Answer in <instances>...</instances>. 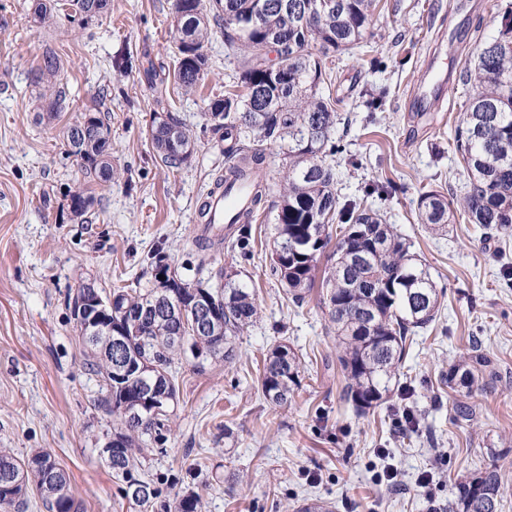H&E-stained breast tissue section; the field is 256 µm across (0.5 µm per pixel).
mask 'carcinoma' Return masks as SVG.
Segmentation results:
<instances>
[{"mask_svg":"<svg viewBox=\"0 0 512 512\" xmlns=\"http://www.w3.org/2000/svg\"><path fill=\"white\" fill-rule=\"evenodd\" d=\"M283 0H174L176 24L175 84L185 93L195 91L204 76L208 58L204 48L212 26L224 31V53L237 61L238 82L262 87L261 111H250V98L227 92L210 102L207 121L221 134L224 155L233 160L224 173V183L245 180L255 193L252 208L236 224L228 226L238 235L236 245L250 255L249 226L266 197L256 169L265 161L246 141L282 143L284 184L274 224V248L280 261L272 264L271 275L284 287L286 298L302 303L315 287L320 256L335 243L334 263L321 281L320 304L336 334V362L342 375V397L362 417L380 407L400 386L403 368L414 337L428 331L441 317L445 291L411 252L413 243L383 221L377 211L353 201L340 202L336 194V169L327 157L342 151L332 133L341 117L321 91L326 76L327 51L349 50L371 33L376 0H288L292 9H272ZM315 7L312 26L300 24L294 8ZM107 0H60L56 19L60 25L87 28ZM271 62L288 69V86L268 85L262 66ZM63 66L58 53L46 49L34 69V84L44 89L40 97L48 110L66 107ZM460 80L466 87L461 124L455 128L453 146L465 164L469 188L460 202L465 223L484 241L512 235V18L492 44H487L477 63L464 67ZM389 90L380 87L369 94V119L379 110ZM152 145L161 162L169 168L187 163L195 146L188 125L171 111L154 113L150 128ZM67 154L97 183H110L116 174L112 166L109 129L95 112H84L69 126ZM93 196L70 195V212L83 217ZM420 223L435 235L447 232L454 217L451 202L437 191L420 194ZM160 250L152 256L154 282L143 288L115 287L112 297V331L123 330L126 351L141 370V378L123 373L116 361L111 338L78 335L82 344L83 367L98 378L97 407L112 418V475L128 489L144 485L146 497L133 500L140 512H203L201 496L188 491L172 501L162 500L158 483L138 476L145 450L162 445L171 432L169 417L153 419L145 411L140 379L153 383L155 400L176 396L175 361L186 353L198 359L221 356L230 363L236 358V344L260 318L255 289L248 283L226 276L224 287L209 288L191 283L166 263ZM165 279H159V275ZM177 296L184 307H194L208 297L217 307L209 328L186 330L178 335L180 322L166 309ZM101 292L82 284L69 297L72 316L93 305ZM158 302V312L142 317L144 303ZM448 367L442 381L462 393L453 403L454 419L473 423L477 413L468 401L473 387L488 384L494 373L493 361L472 347ZM303 369L298 354L287 344L272 346L264 358L259 380L264 399L285 407L300 384ZM50 459L38 450L23 460L7 448H0V464L11 461L18 485L3 489L0 473V509L24 512L28 494L37 491L45 512H83V505L71 493L69 474L61 467L44 468ZM506 494L497 466L486 467L455 484L448 512H502Z\"/></svg>","mask_w":512,"mask_h":512,"instance_id":"cac0c4a2","label":"carcinoma"}]
</instances>
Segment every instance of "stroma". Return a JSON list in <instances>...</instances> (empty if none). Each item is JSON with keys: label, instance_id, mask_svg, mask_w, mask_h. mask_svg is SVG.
<instances>
[{"label": "stroma", "instance_id": "stroma-1", "mask_svg": "<svg viewBox=\"0 0 512 512\" xmlns=\"http://www.w3.org/2000/svg\"><path fill=\"white\" fill-rule=\"evenodd\" d=\"M174 0H109L88 28H60L54 18L34 20L36 0H0V448L25 458L49 451L70 476L84 512H134L98 448L112 431L97 408L98 386L84 370L68 295L80 284L109 290L128 285L163 249L172 265L212 287L225 273L245 274L255 288L261 319L244 333L238 357L178 365L169 404L173 433L164 453H152L146 476H159L163 493L196 491L206 512H284L310 498L335 512H444L455 481L497 464L508 487L502 512H512V237L483 242L456 219L437 236L419 222L421 192L463 198L468 176L448 140L461 120L463 87L446 88L431 111H421L418 90L434 67L460 71L495 39L512 0H377L373 35L365 48L331 57L324 85L343 117L333 137L344 151L331 157L339 198H356L378 211L414 244L445 297L438 328L417 336L406 359L407 406L421 411L417 433L402 438L392 410L356 416L341 395L334 335L318 294L302 306L283 299L269 274L273 207L279 197L282 154L261 144L262 178L271 205L252 225L251 260L225 240L206 251L198 205L216 172L227 166L224 144L206 129L205 112L235 80L224 37L206 47L207 72L198 90L181 93L167 76L174 68ZM52 48L64 65L68 108L39 110L33 69ZM373 50L383 65L364 61ZM131 54L139 67L117 75L111 56ZM153 63L167 81L166 102L196 134L195 151L180 168L164 167L149 138L157 93L142 66ZM388 87L376 122H368L360 89ZM99 106L111 130L118 174L97 185L65 154L63 134L84 109ZM393 181L396 195H367ZM91 193L83 219L72 217L70 195ZM496 367L497 382L473 389L476 425L455 423L456 391L441 375L473 342ZM288 344L305 372L288 407L263 398L259 371L267 351ZM232 439H225V428ZM202 471H194L193 463ZM397 466L400 485L378 477ZM433 479L425 492L416 483Z\"/></svg>", "mask_w": 512, "mask_h": 512}]
</instances>
